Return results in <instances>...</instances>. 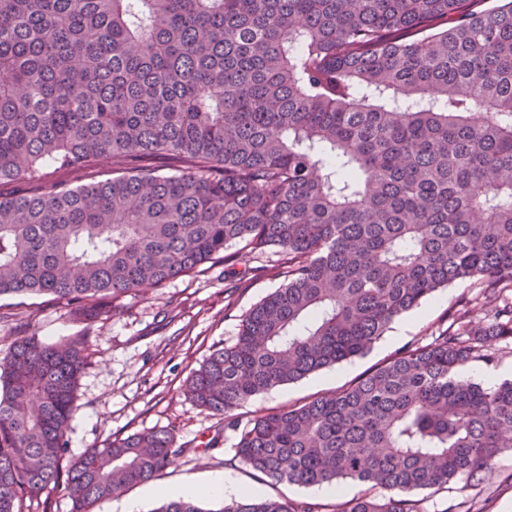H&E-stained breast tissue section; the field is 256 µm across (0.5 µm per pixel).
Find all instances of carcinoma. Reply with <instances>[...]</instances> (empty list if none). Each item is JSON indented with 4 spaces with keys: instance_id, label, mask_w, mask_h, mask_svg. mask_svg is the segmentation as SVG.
Listing matches in <instances>:
<instances>
[{
    "instance_id": "1",
    "label": "carcinoma",
    "mask_w": 512,
    "mask_h": 512,
    "mask_svg": "<svg viewBox=\"0 0 512 512\" xmlns=\"http://www.w3.org/2000/svg\"><path fill=\"white\" fill-rule=\"evenodd\" d=\"M0 0V298L82 320L204 264L274 249L284 283L186 379L272 483L368 486L336 512H423L512 448V380H460L512 341V0ZM164 156L168 172L153 165ZM112 161V177L74 185ZM475 278L447 327L359 380L261 412L254 397L362 356L397 317ZM84 337L0 357V512L64 485L68 512L160 476L171 429L86 449L66 432ZM65 482H60L61 473ZM379 494H374V490ZM152 512H325L245 494ZM56 178H66L73 180L74 184L87 183L92 180H101L104 178L112 177V164L110 162H101L98 166L84 170L80 173L71 174L65 172H58L54 174Z\"/></svg>"
}]
</instances>
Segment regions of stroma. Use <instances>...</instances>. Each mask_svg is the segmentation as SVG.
<instances>
[{"mask_svg":"<svg viewBox=\"0 0 512 512\" xmlns=\"http://www.w3.org/2000/svg\"><path fill=\"white\" fill-rule=\"evenodd\" d=\"M258 263L251 272L241 263L203 265L190 275L122 298L108 317L93 322L79 320L72 306L48 295L1 299L0 355L17 334L47 342L86 337L88 363L78 382L67 459L117 436L168 427L182 451L159 483L200 481L210 473L228 471L269 496L336 506L341 498L364 493V486L344 482L345 493L339 498L272 484L236 458L235 433L225 428L223 418L183 394L185 380L212 349L233 341L242 315L281 285L280 277L265 272L267 257ZM478 291L476 279L454 282L392 322L365 356L260 394L236 410L237 419L245 422L349 385L403 348L427 342L447 326L459 301ZM421 497L423 512H512V448L493 459L482 482L425 491Z\"/></svg>","mask_w":512,"mask_h":512,"instance_id":"35a3bbf8","label":"stroma"}]
</instances>
